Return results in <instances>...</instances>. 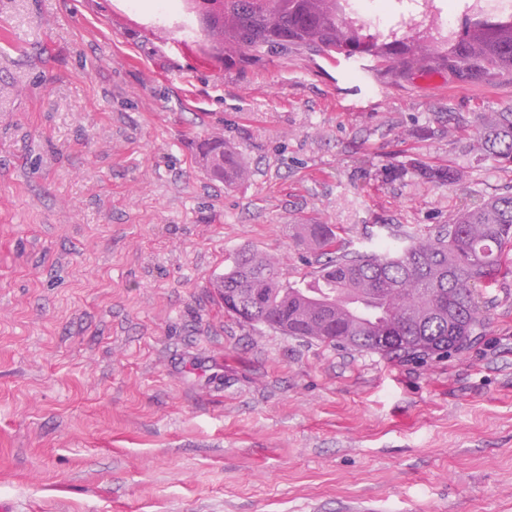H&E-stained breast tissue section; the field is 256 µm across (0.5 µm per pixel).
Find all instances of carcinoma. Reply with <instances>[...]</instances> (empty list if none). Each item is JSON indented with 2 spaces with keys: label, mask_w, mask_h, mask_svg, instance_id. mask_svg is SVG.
<instances>
[{
  "label": "carcinoma",
  "mask_w": 512,
  "mask_h": 512,
  "mask_svg": "<svg viewBox=\"0 0 512 512\" xmlns=\"http://www.w3.org/2000/svg\"><path fill=\"white\" fill-rule=\"evenodd\" d=\"M337 0H223L206 12L215 46L230 52L286 53L313 48L336 56H371L390 72L414 74L445 69L459 76H493L512 71V21L461 23L442 47L428 29L417 37L429 54L418 61L413 40L394 32L371 34L337 17ZM481 148L512 165V111L484 125ZM200 150L211 175L233 179L240 165L224 140ZM422 178L447 185L459 178L451 167H420ZM305 242L318 253L313 280L297 286L266 255L244 251L214 284L224 310L250 309L249 324L284 335L384 356L425 357L459 350L484 325L474 288H492L508 273L512 248V192L495 195L452 215L434 232L409 236L394 253L386 244L351 250L328 224L303 225Z\"/></svg>",
  "instance_id": "obj_1"
}]
</instances>
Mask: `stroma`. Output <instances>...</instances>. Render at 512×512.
<instances>
[{"label":"stroma","instance_id":"35a3bbf8","mask_svg":"<svg viewBox=\"0 0 512 512\" xmlns=\"http://www.w3.org/2000/svg\"><path fill=\"white\" fill-rule=\"evenodd\" d=\"M159 0H0V503L12 512H512V275L464 349L399 358L224 311L306 224L372 249L512 192V73L294 51L202 64ZM245 173L212 180L202 140ZM453 166L460 181L422 179ZM481 148L497 161L512 165V111L500 112L484 125L480 136Z\"/></svg>","mask_w":512,"mask_h":512}]
</instances>
